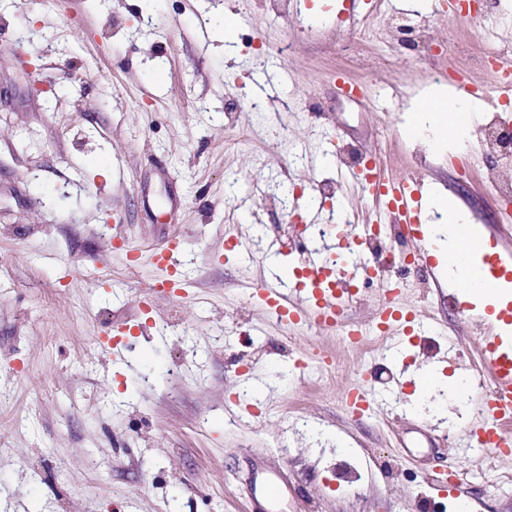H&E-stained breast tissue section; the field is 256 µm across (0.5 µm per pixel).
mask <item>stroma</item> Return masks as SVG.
I'll return each mask as SVG.
<instances>
[{
    "instance_id": "35a3bbf8",
    "label": "stroma",
    "mask_w": 512,
    "mask_h": 512,
    "mask_svg": "<svg viewBox=\"0 0 512 512\" xmlns=\"http://www.w3.org/2000/svg\"><path fill=\"white\" fill-rule=\"evenodd\" d=\"M374 5L0 0V512H512V460L462 458L478 402L446 386L482 372L468 346L487 315L512 324V301L461 315L436 215L420 219L430 266L393 298L414 335L383 332L362 357L341 342L376 321L374 279L341 324L308 332L253 298L267 285L305 306L302 260L397 222L339 161L351 145L386 182L421 180L512 242V207L467 165L476 130L406 133L417 96H467L455 75L477 34L512 54V0L480 23L448 0ZM402 13L426 18L425 47L394 40L387 18ZM320 183L334 196L309 193ZM333 208L349 241L320 233ZM167 241L189 295L160 288L148 249ZM320 355L333 380L301 383L299 362ZM426 366L444 382L422 396ZM269 479L279 501L252 492Z\"/></svg>"
}]
</instances>
